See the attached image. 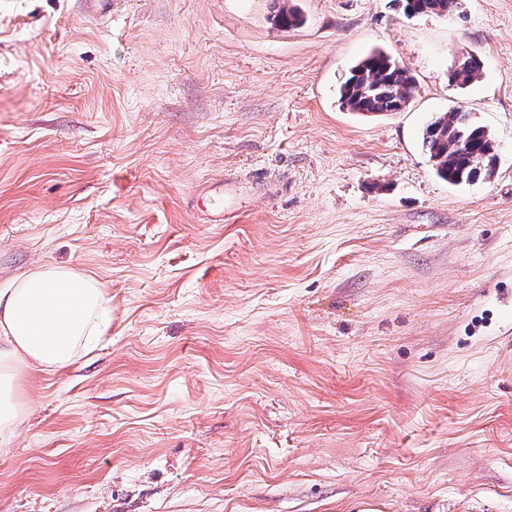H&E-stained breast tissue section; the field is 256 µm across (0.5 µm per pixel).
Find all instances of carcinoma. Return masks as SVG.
Here are the masks:
<instances>
[{
	"mask_svg": "<svg viewBox=\"0 0 512 512\" xmlns=\"http://www.w3.org/2000/svg\"><path fill=\"white\" fill-rule=\"evenodd\" d=\"M405 14L448 16L458 0H398ZM281 27H295L302 16L292 7H282L276 15ZM480 61L469 62L448 74L451 83L465 85L481 75ZM415 82L407 68L391 57L373 53L357 63L341 88V104L361 114H392L408 104ZM423 148L436 175L450 184H470L494 176L497 157L486 128L470 120L460 123L459 113L451 110L430 122L423 133Z\"/></svg>",
	"mask_w": 512,
	"mask_h": 512,
	"instance_id": "1",
	"label": "carcinoma"
}]
</instances>
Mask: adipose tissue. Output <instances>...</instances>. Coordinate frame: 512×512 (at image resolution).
Wrapping results in <instances>:
<instances>
[{
    "instance_id": "adipose-tissue-1",
    "label": "adipose tissue",
    "mask_w": 512,
    "mask_h": 512,
    "mask_svg": "<svg viewBox=\"0 0 512 512\" xmlns=\"http://www.w3.org/2000/svg\"><path fill=\"white\" fill-rule=\"evenodd\" d=\"M112 328V299L93 273L41 264L0 287V445L26 419L24 370H62Z\"/></svg>"
}]
</instances>
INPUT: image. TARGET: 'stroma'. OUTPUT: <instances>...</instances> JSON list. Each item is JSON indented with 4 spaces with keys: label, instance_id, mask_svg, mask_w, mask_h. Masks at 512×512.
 <instances>
[{
    "label": "stroma",
    "instance_id": "35a3bbf8",
    "mask_svg": "<svg viewBox=\"0 0 512 512\" xmlns=\"http://www.w3.org/2000/svg\"><path fill=\"white\" fill-rule=\"evenodd\" d=\"M375 50L403 111L340 104ZM44 262L112 332L25 376L0 512H512V0H0V285ZM406 15L435 14L448 16L458 7V0H398ZM410 9L414 14L410 13ZM463 120H467L464 108L459 109ZM456 108L430 122L423 133V148L436 175L450 184H470L480 178L494 176L497 157L492 138L486 128L470 119L460 123ZM468 140L470 154H462L457 148L460 138ZM476 154L477 160L470 158Z\"/></svg>",
    "mask_w": 512,
    "mask_h": 512
}]
</instances>
